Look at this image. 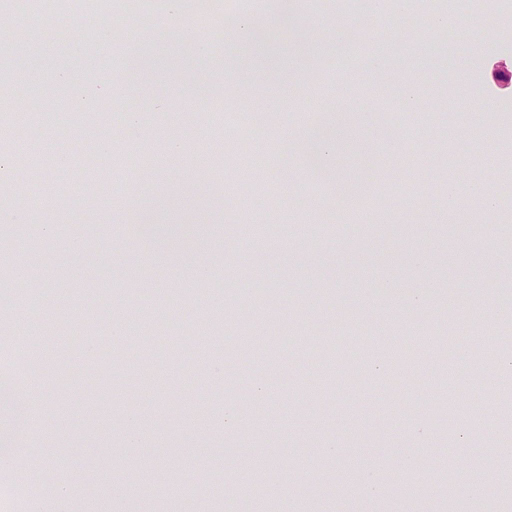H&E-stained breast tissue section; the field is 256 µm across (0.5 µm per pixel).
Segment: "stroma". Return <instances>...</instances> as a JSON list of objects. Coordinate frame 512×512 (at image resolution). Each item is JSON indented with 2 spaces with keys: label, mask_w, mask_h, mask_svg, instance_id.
Segmentation results:
<instances>
[{
  "label": "stroma",
  "mask_w": 512,
  "mask_h": 512,
  "mask_svg": "<svg viewBox=\"0 0 512 512\" xmlns=\"http://www.w3.org/2000/svg\"><path fill=\"white\" fill-rule=\"evenodd\" d=\"M221 2L98 0L96 27L78 14L61 27L49 19L40 40L0 50V80L28 87L0 102V128L14 131L0 140V200L13 204L0 223L29 226L37 243L0 240V313L11 334L43 331L55 409L40 440L44 470L31 482H62L85 512H454L448 486L474 477L479 503L490 501L500 447L512 441L498 422L512 402L500 396L505 371L480 357L488 342H512L503 286L512 179H495L488 205L468 153L455 149L451 168L445 150L458 125L472 126L480 156L512 168L502 155L512 81L498 75L512 60V0H480L483 24L463 44L425 22L427 0L388 9L389 28L365 29L344 56H325L313 81L297 47L334 39L336 0L291 24L266 7L265 35L248 46L221 25ZM407 13L420 18L413 45L400 27ZM117 15L125 35L96 53L97 27ZM486 25L494 38H484ZM442 53L454 61L446 74L433 68ZM135 55L144 60L137 82L128 78ZM376 59L407 70L412 109L371 73ZM76 84L94 88L93 108L109 113L89 136L74 132ZM445 98L457 122L437 120ZM340 103L377 113L406 141L393 150L363 124L354 143L337 146L339 170L376 169L375 202L357 213L305 166L304 140ZM270 105L275 124L253 133L244 159H225L211 113L228 107L249 119ZM31 112L57 119L24 121ZM128 112L143 113L149 131L127 125ZM92 138L104 177L94 193L71 177ZM172 140L178 150L164 154ZM116 141L118 158L105 148ZM260 192L274 199L262 210L252 205ZM134 218L152 236L124 237ZM256 225L264 239L253 237ZM75 235L81 245L68 250ZM20 267L41 285L28 323L17 318ZM198 268L206 279L194 278ZM142 312L164 336L114 335L117 319ZM445 371L453 402L475 406L489 427L449 425ZM264 385L271 393L258 394ZM228 410L245 425L226 422ZM133 416L153 455L123 454Z\"/></svg>",
  "instance_id": "obj_1"
}]
</instances>
